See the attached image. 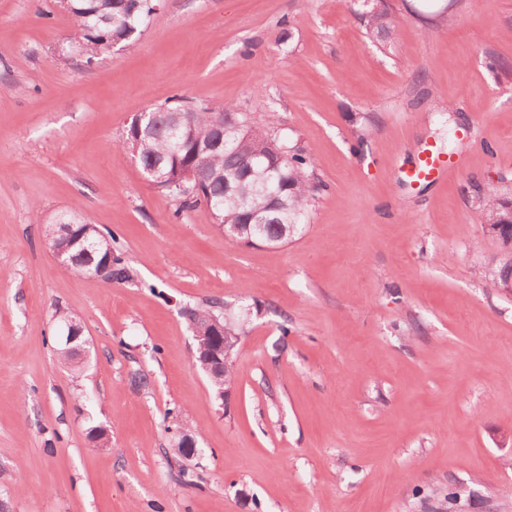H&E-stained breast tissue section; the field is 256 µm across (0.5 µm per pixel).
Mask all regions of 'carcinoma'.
<instances>
[{
    "mask_svg": "<svg viewBox=\"0 0 512 512\" xmlns=\"http://www.w3.org/2000/svg\"><path fill=\"white\" fill-rule=\"evenodd\" d=\"M63 3L80 34L81 52L91 59L109 52L114 41L126 47L134 45L156 0H63ZM364 22L367 31L379 39L390 38L395 33V18L391 17L388 4L367 11ZM220 113L224 114V147L198 153L197 147L213 138L214 121ZM247 127L248 118L230 103H196L177 97L169 105L149 110L142 122V134L128 127L120 147L141 171L160 168L165 176L160 191L179 201L184 208L195 207L200 200L183 197L177 185L185 170L199 168L207 183L210 214L221 228L243 223L248 211L264 210L266 199L261 195L232 196L227 192V183L235 180L246 165H251L258 182L268 181L282 199L279 208L264 210L267 218L263 233L267 238H276L292 227L299 228L308 217L317 189L308 174L314 160L305 149L290 145L284 136L274 133L251 136ZM275 147L282 150L286 158L279 171L271 176L267 165L274 157ZM478 217L503 237L512 228V204L501 197L497 187L489 186ZM73 234L93 253L90 258L80 246L73 248L68 269L74 276L87 277V263L93 258L97 262H110L112 280L131 279L130 268L121 257L113 255L112 237L103 234L97 225L87 220L77 222L73 225ZM215 314L214 302L183 309L193 339L211 336L210 319Z\"/></svg>",
    "mask_w": 512,
    "mask_h": 512,
    "instance_id": "cac0c4a2",
    "label": "carcinoma"
}]
</instances>
